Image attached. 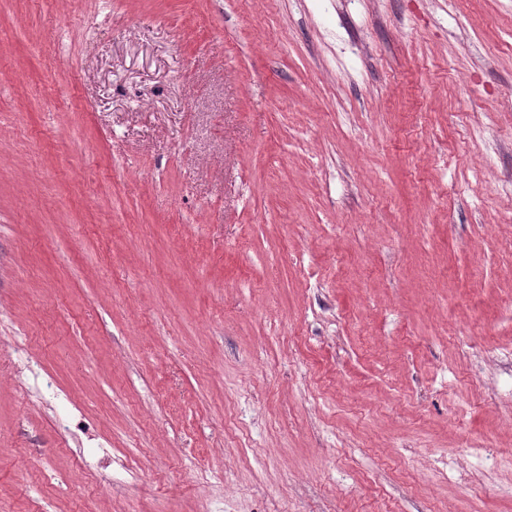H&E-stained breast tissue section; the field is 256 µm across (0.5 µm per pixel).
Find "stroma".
Wrapping results in <instances>:
<instances>
[{
    "label": "stroma",
    "instance_id": "obj_1",
    "mask_svg": "<svg viewBox=\"0 0 512 512\" xmlns=\"http://www.w3.org/2000/svg\"><path fill=\"white\" fill-rule=\"evenodd\" d=\"M512 512V0H0V512Z\"/></svg>",
    "mask_w": 512,
    "mask_h": 512
}]
</instances>
